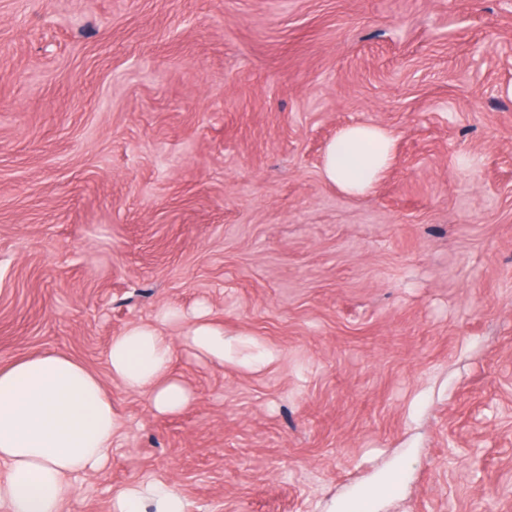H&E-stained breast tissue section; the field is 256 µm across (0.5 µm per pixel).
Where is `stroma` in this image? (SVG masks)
<instances>
[{
    "instance_id": "1",
    "label": "stroma",
    "mask_w": 512,
    "mask_h": 512,
    "mask_svg": "<svg viewBox=\"0 0 512 512\" xmlns=\"http://www.w3.org/2000/svg\"><path fill=\"white\" fill-rule=\"evenodd\" d=\"M512 0H0V363L60 350L122 427L62 512H512ZM353 123L394 164L320 176ZM192 399L114 383L154 321ZM241 334L224 363L181 341ZM395 144L393 132L384 126H344L325 146L320 175L349 196H365L376 190L391 169ZM176 484L164 480L141 481L124 487L113 503L114 512H188Z\"/></svg>"
}]
</instances>
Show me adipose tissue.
<instances>
[{"label":"adipose tissue","mask_w":512,"mask_h":512,"mask_svg":"<svg viewBox=\"0 0 512 512\" xmlns=\"http://www.w3.org/2000/svg\"><path fill=\"white\" fill-rule=\"evenodd\" d=\"M396 138L368 123L338 130L324 149L322 179L360 197L379 186L395 159ZM222 327L200 320L187 332L190 347L223 362ZM173 342L157 325L133 324L113 336L107 363L127 391L147 396L162 413L191 400L170 372ZM121 421L100 378L63 352L46 351L0 366V512H62L77 492L73 476L98 471L108 461ZM176 484L141 481L116 496L114 512H187Z\"/></svg>","instance_id":"adipose-tissue-1"}]
</instances>
